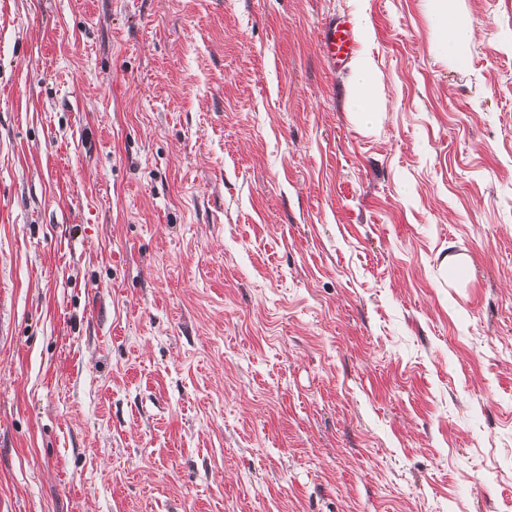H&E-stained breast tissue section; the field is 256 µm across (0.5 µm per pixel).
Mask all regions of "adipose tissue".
I'll return each mask as SVG.
<instances>
[{
    "mask_svg": "<svg viewBox=\"0 0 512 512\" xmlns=\"http://www.w3.org/2000/svg\"><path fill=\"white\" fill-rule=\"evenodd\" d=\"M439 53L446 59L464 58L474 40V26L463 14L460 0H425ZM380 78L373 58L366 53L352 62L347 102L354 119L363 126L374 124L379 115Z\"/></svg>",
    "mask_w": 512,
    "mask_h": 512,
    "instance_id": "adipose-tissue-1",
    "label": "adipose tissue"
}]
</instances>
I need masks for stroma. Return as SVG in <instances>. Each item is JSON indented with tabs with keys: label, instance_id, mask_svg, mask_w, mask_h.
<instances>
[{
	"label": "stroma",
	"instance_id": "stroma-1",
	"mask_svg": "<svg viewBox=\"0 0 512 512\" xmlns=\"http://www.w3.org/2000/svg\"><path fill=\"white\" fill-rule=\"evenodd\" d=\"M462 7L453 63L423 0H0V512H512V0ZM319 37L323 58L333 69L349 63L357 53L356 31L346 16L333 15L326 19ZM380 78L373 58L368 53L358 55L348 78L347 102L354 119L362 126L374 124L379 115Z\"/></svg>",
	"mask_w": 512,
	"mask_h": 512
}]
</instances>
